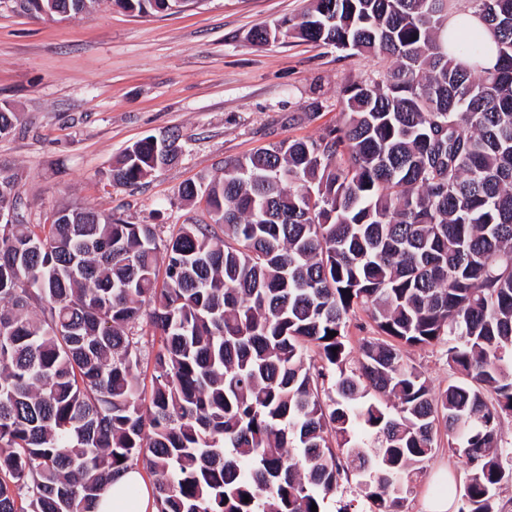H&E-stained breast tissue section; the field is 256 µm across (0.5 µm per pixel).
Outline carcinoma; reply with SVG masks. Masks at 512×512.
Here are the masks:
<instances>
[{
	"label": "carcinoma",
	"mask_w": 512,
	"mask_h": 512,
	"mask_svg": "<svg viewBox=\"0 0 512 512\" xmlns=\"http://www.w3.org/2000/svg\"><path fill=\"white\" fill-rule=\"evenodd\" d=\"M52 2L81 14L99 0ZM468 2L494 33L492 66L477 43L448 54L455 0H310L294 37L393 67L347 84L318 138L185 184L213 223L180 225L161 267L156 224L83 208L0 224V512H93L139 466L158 512H325L352 480L376 512H403L441 427L468 466L458 512H499L512 0ZM176 140L135 142L110 182L173 164ZM359 312L379 337L349 368ZM147 336L161 339L150 359ZM436 344L456 375L439 393L403 354Z\"/></svg>",
	"instance_id": "obj_1"
}]
</instances>
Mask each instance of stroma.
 <instances>
[{
  "label": "stroma",
  "instance_id": "obj_1",
  "mask_svg": "<svg viewBox=\"0 0 512 512\" xmlns=\"http://www.w3.org/2000/svg\"><path fill=\"white\" fill-rule=\"evenodd\" d=\"M308 0H204L175 15L136 17L112 0L87 14L34 19L0 0V107L17 116L0 137V181L18 193L26 224L51 223L64 207L112 213L132 224L208 222L203 201L182 184L220 176L224 162L285 139H315L340 119L341 90L391 67L282 32ZM259 26L276 41L250 39ZM179 134V162L131 187L107 174L121 153L146 137ZM404 355L444 389L452 373L440 346ZM467 466L440 443L426 477L405 503L462 486Z\"/></svg>",
  "mask_w": 512,
  "mask_h": 512
}]
</instances>
